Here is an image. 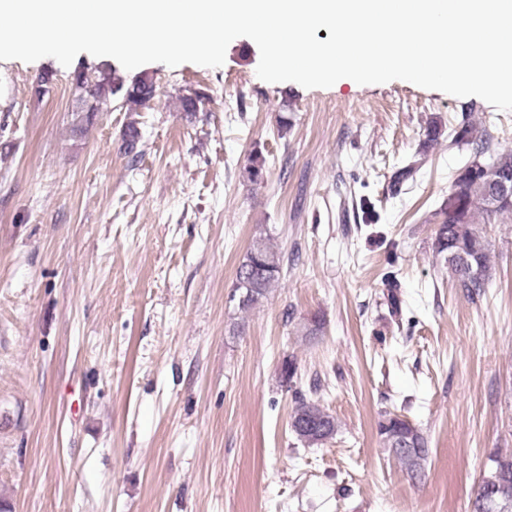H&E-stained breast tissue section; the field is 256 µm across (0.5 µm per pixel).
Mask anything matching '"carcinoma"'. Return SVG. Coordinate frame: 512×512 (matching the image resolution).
<instances>
[{
  "label": "carcinoma",
  "instance_id": "cac0c4a2",
  "mask_svg": "<svg viewBox=\"0 0 512 512\" xmlns=\"http://www.w3.org/2000/svg\"><path fill=\"white\" fill-rule=\"evenodd\" d=\"M73 89L77 107L73 110L72 125L77 130L83 128L101 104L117 94L125 103L138 107L148 106L156 95V83L150 75H141L128 84L113 70L100 71L93 83L77 82ZM264 168L265 159L258 154L252 156L245 169L247 179L258 182ZM483 192L484 185L479 180L456 177L452 194L460 204L459 213L438 225L433 242L436 253L448 260L458 286L473 298L485 293L492 277L490 242L475 224L474 216L478 212L491 217L512 211V207L507 205L496 210L486 208L479 200ZM253 239L259 242L260 248L243 255L236 267L234 287L244 292L251 288L258 293L259 299L236 303V309L242 313H248L268 300L283 269L284 256L271 243L264 227L257 228ZM323 328V317L315 314L300 325L299 332L309 340L320 335ZM294 416L296 422L289 423L292 429L302 424H314L324 427L331 436L336 434L334 416L311 398L304 395L296 398ZM378 434L384 447L392 452L407 475L414 480L421 479L430 453L429 441L422 430L407 418L388 413L378 423ZM472 512H512V453L497 451L489 456L487 469L472 503Z\"/></svg>",
  "mask_w": 512,
  "mask_h": 512
}]
</instances>
